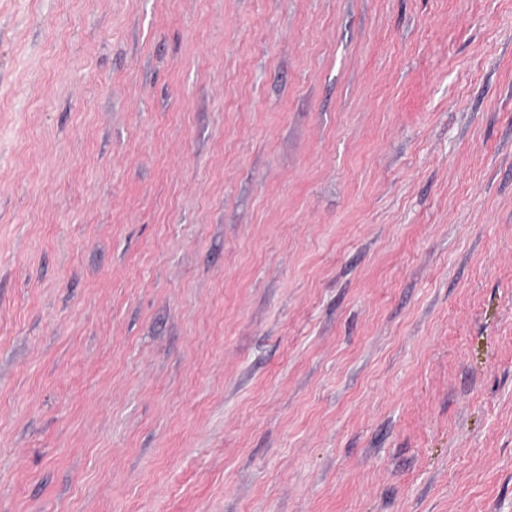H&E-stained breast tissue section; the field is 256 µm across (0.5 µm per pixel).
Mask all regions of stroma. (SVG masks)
<instances>
[{
    "label": "stroma",
    "mask_w": 512,
    "mask_h": 512,
    "mask_svg": "<svg viewBox=\"0 0 512 512\" xmlns=\"http://www.w3.org/2000/svg\"><path fill=\"white\" fill-rule=\"evenodd\" d=\"M0 512H512V0H0Z\"/></svg>",
    "instance_id": "35a3bbf8"
}]
</instances>
